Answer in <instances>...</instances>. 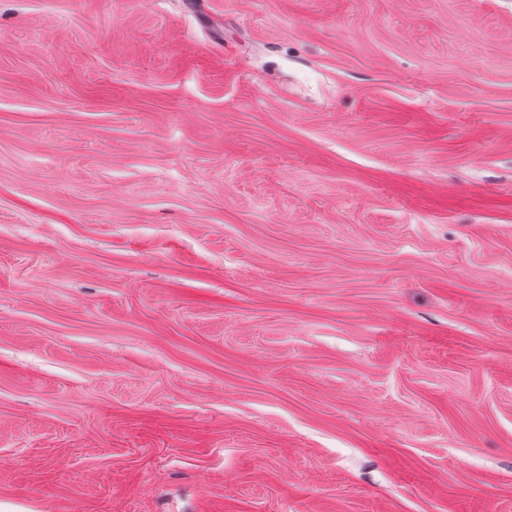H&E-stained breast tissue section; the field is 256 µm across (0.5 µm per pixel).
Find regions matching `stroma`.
I'll return each instance as SVG.
<instances>
[{
  "label": "stroma",
  "mask_w": 512,
  "mask_h": 512,
  "mask_svg": "<svg viewBox=\"0 0 512 512\" xmlns=\"http://www.w3.org/2000/svg\"><path fill=\"white\" fill-rule=\"evenodd\" d=\"M0 0V512H512V0Z\"/></svg>",
  "instance_id": "obj_1"
}]
</instances>
